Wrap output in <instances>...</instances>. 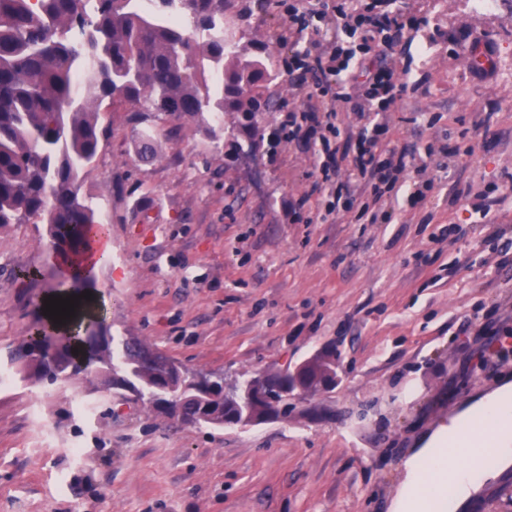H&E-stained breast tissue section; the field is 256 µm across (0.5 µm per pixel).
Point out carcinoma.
Returning a JSON list of instances; mask_svg holds the SVG:
<instances>
[{
    "label": "carcinoma",
    "mask_w": 512,
    "mask_h": 512,
    "mask_svg": "<svg viewBox=\"0 0 512 512\" xmlns=\"http://www.w3.org/2000/svg\"><path fill=\"white\" fill-rule=\"evenodd\" d=\"M225 0H0V227L40 217L45 247L59 258L86 248L101 229L80 195L79 172L96 156L103 130L96 102L132 104L139 112L191 117L259 111L274 79L271 57L239 49L224 26ZM94 347L106 392L126 389L158 414L183 408L186 424L224 426L245 413L288 416V379L252 399L225 387L224 375L165 379L141 358L136 338L111 347L107 330ZM80 344L63 341L51 319L23 344L38 355L36 374L52 382L86 372ZM314 357L308 387L333 372Z\"/></svg>",
    "instance_id": "obj_1"
}]
</instances>
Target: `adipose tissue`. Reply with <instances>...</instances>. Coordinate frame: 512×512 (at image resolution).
Segmentation results:
<instances>
[{"mask_svg":"<svg viewBox=\"0 0 512 512\" xmlns=\"http://www.w3.org/2000/svg\"><path fill=\"white\" fill-rule=\"evenodd\" d=\"M484 416L492 428L484 433L482 446L491 448L501 462L512 461V438L502 435L497 423L512 417V384H503L470 405L467 409L441 424L425 444L405 462V476L390 503L391 512H428L435 500L451 497L455 512L468 507L472 497L485 485L496 481V470L481 472L479 477L470 476L447 481L448 458L438 452L445 442L465 443L475 416Z\"/></svg>","mask_w":512,"mask_h":512,"instance_id":"adipose-tissue-1","label":"adipose tissue"}]
</instances>
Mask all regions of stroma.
<instances>
[{"mask_svg": "<svg viewBox=\"0 0 512 512\" xmlns=\"http://www.w3.org/2000/svg\"><path fill=\"white\" fill-rule=\"evenodd\" d=\"M291 2L228 0L224 12L241 47L274 56L272 111L225 113L214 137L197 117L102 102L106 135L80 192L108 227L93 279L109 335L228 384L327 350L335 388L293 396L285 418L212 427L112 398L94 374L38 379L17 350L46 298L74 291L46 225H5L0 368L14 385L0 390V512H388L417 442L512 382V0L491 14L389 0L424 21L384 49L407 89L364 117L336 101L330 137L363 131L415 157L369 209L315 190L321 145L279 138L306 100L288 61L315 47ZM472 42L494 73L467 66Z\"/></svg>", "mask_w": 512, "mask_h": 512, "instance_id": "stroma-1", "label": "stroma"}]
</instances>
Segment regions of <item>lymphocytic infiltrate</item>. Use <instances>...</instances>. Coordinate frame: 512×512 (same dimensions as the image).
I'll return each mask as SVG.
<instances>
[{"mask_svg":"<svg viewBox=\"0 0 512 512\" xmlns=\"http://www.w3.org/2000/svg\"><path fill=\"white\" fill-rule=\"evenodd\" d=\"M336 13L339 17L336 29L340 32L355 25L366 28L370 33L387 31L396 43L406 35L407 24L402 13L397 11L384 8L373 15L363 16L357 14L355 6L348 4L347 0H336ZM288 70L296 74L300 83L309 86L310 96L321 100L320 105H307L289 114L281 126L289 140L304 136L326 141L328 132L334 129V103L348 82L358 80L364 86L362 95L353 105L358 113L371 111L375 106L389 109L405 90L380 54L372 52L367 43L357 52L336 46L317 55L307 52L293 56ZM342 158L349 161L353 177L352 183L344 184V191H351L353 183H360L369 189L371 199L376 203L383 197L381 185L395 183L409 165L405 152L388 150L377 138L361 136L355 145L347 144L339 150L327 149L322 173L337 170L338 161Z\"/></svg>","mask_w":512,"mask_h":512,"instance_id":"lymphocytic-infiltrate-1","label":"lymphocytic infiltrate"}]
</instances>
